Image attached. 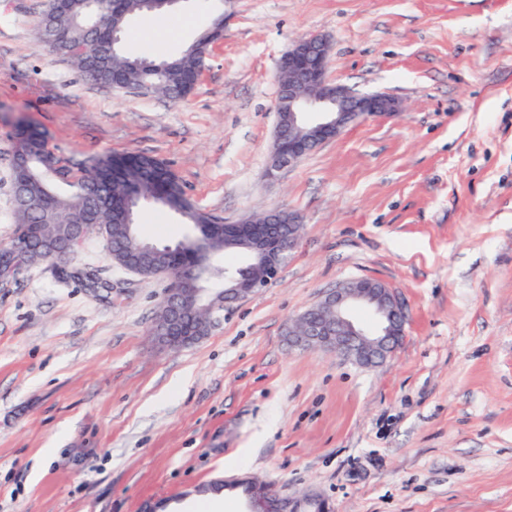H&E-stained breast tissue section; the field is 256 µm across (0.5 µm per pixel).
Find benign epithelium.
I'll return each mask as SVG.
<instances>
[{
  "instance_id": "7a95c632",
  "label": "benign epithelium",
  "mask_w": 512,
  "mask_h": 512,
  "mask_svg": "<svg viewBox=\"0 0 512 512\" xmlns=\"http://www.w3.org/2000/svg\"><path fill=\"white\" fill-rule=\"evenodd\" d=\"M331 40L324 34H310L295 41L282 55L276 90V112H288V126L277 124L275 149L266 176L290 166L318 147L341 135L350 125L362 120L380 118L397 112L395 99L380 93H358L352 88L333 83L327 76ZM279 212L270 211L261 219L250 218L224 225V239L246 238L241 254L250 268L258 273L232 276L224 273V303L233 304L257 293L280 276L283 267L298 245L303 225L298 218L288 217V233L281 232ZM91 230L71 227L64 237H45L34 244L28 238L15 239L8 247L0 245V286L11 282L27 254L38 251L47 259L67 254L64 242L76 236L87 237ZM208 288H199L195 297L179 296L178 285L168 279L165 299L171 306L170 327L176 329L189 317V311L205 300ZM372 309L373 322L364 326L353 319L350 309L355 304ZM403 315L397 297L384 285L372 292L359 280L345 282L330 290L312 308L288 326L289 341L302 349H328L364 367L377 366L397 349L393 343L391 321ZM247 512H288V499L267 488L249 498Z\"/></svg>"
}]
</instances>
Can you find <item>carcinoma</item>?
Returning a JSON list of instances; mask_svg holds the SVG:
<instances>
[{"label": "carcinoma", "mask_w": 512, "mask_h": 512, "mask_svg": "<svg viewBox=\"0 0 512 512\" xmlns=\"http://www.w3.org/2000/svg\"><path fill=\"white\" fill-rule=\"evenodd\" d=\"M70 0L67 7L52 14L53 30L65 38L48 41L40 36L41 22L34 27L35 37L53 57L70 61L79 73L94 84L110 88L122 83L137 88L152 85V96L182 101L196 88L211 45L220 34L206 32L178 55L160 61L163 68H154L155 61L130 55L122 50L106 61L101 52L102 40L112 38V10L102 13L91 30ZM142 0H120V20L127 25L134 14L147 15ZM22 147L29 157L28 175L39 184L37 194L27 207L14 206L15 220L27 225V230L50 237L70 224H103L111 260L122 268H153L156 271L171 266L170 255L163 252L146 254L140 250L137 228L126 224V199L135 195L180 212L189 224H219L221 219L195 208L185 198L179 178L168 164L147 154L109 153L96 157L77 174L63 165L50 149L45 131L31 125L17 127L13 148ZM70 187L67 193L55 192L53 185ZM183 279L181 292L189 297L197 287L195 269L184 263L175 268Z\"/></svg>", "instance_id": "obj_1"}]
</instances>
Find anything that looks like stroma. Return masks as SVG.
<instances>
[{
    "label": "stroma",
    "instance_id": "35a3bbf8",
    "mask_svg": "<svg viewBox=\"0 0 512 512\" xmlns=\"http://www.w3.org/2000/svg\"><path fill=\"white\" fill-rule=\"evenodd\" d=\"M45 3L0 0V243L22 122L74 168L153 155L225 222L280 210L303 232L278 280L184 347L151 331L167 278L117 266L102 234L27 266L0 291V512H146L237 477L326 512H512V0H179L173 22L197 24L166 51L142 16L126 28L160 60L223 17L178 103L49 57ZM313 33L332 82L400 110L270 180L277 67ZM136 222L150 241L187 231L150 200ZM357 279L402 303L395 354L365 368L293 347L289 321Z\"/></svg>",
    "mask_w": 512,
    "mask_h": 512
}]
</instances>
